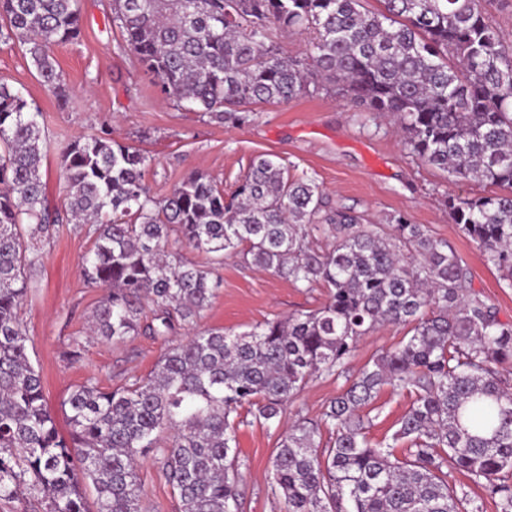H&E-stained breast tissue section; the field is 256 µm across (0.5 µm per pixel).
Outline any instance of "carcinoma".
<instances>
[{
    "instance_id": "obj_1",
    "label": "carcinoma",
    "mask_w": 512,
    "mask_h": 512,
    "mask_svg": "<svg viewBox=\"0 0 512 512\" xmlns=\"http://www.w3.org/2000/svg\"><path fill=\"white\" fill-rule=\"evenodd\" d=\"M379 2L370 11L362 0H112V23L163 94L220 122L243 124L249 106L286 103L312 84H338L350 102L397 120L416 159L450 181L496 188L450 194L446 206L512 288V43L487 0ZM279 33L308 35L305 55L285 54ZM81 35L80 0H0V43L25 48L61 107L73 90L48 48ZM41 117L0 83V500L140 512L136 465L152 453L179 512H238L240 410L280 420L310 378L346 373L358 343L396 323L410 336L365 364L320 421L302 418L280 437L270 480L286 512H483L472 485L512 512V322L475 291L448 241L402 213L365 224L270 154L227 200L203 173L158 200L144 182L151 157L105 129L59 148L68 207L52 210ZM70 223L92 228L83 275L106 290L92 331L114 343L166 340L193 323L226 255L328 297L248 331L196 333L118 389L87 380L64 401L65 437L19 311L40 287L42 242ZM173 241L208 264L182 261ZM385 385L414 394L393 437L407 441L401 460L368 438L363 409ZM453 473L468 483H450Z\"/></svg>"
}]
</instances>
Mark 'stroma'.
Returning <instances> with one entry per match:
<instances>
[{"instance_id":"stroma-1","label":"stroma","mask_w":512,"mask_h":512,"mask_svg":"<svg viewBox=\"0 0 512 512\" xmlns=\"http://www.w3.org/2000/svg\"><path fill=\"white\" fill-rule=\"evenodd\" d=\"M83 32L77 42L52 46L51 56L72 88L66 107H58L22 49L0 45V82L20 90L39 106L45 131L54 141L109 129L121 142L145 150L152 159L144 182L156 198L167 196L196 172L213 177L225 194L257 156L278 155L292 173L315 176L331 206L346 207L374 224L396 213L428 227L448 241L466 262L475 290L494 304L502 320L512 321V288L501 287L480 250L452 224L444 205L447 194L473 195L474 183L452 184L446 175L421 164L403 149L396 124L387 117L369 118L362 108L334 89L296 98L285 104L252 105V119L243 125L222 123L177 106L162 94L152 77L123 47L112 24L111 0H81ZM91 237L66 230L43 245L46 259L38 273L37 293L23 304L20 317L29 337V351L42 375L44 390L60 433L69 425L62 402L87 379L114 389L148 376L163 355L162 340L136 335L113 344L90 335L95 307L105 291L88 284L82 260ZM220 282L210 305L179 340L210 329L243 332L252 326L321 306L326 288H305L245 265L238 257L216 267ZM409 331L405 325H384L365 336L349 364L358 370L382 350L395 347ZM79 340V361L63 357L64 348ZM345 378L322 375L308 381L280 423L262 424L243 415L236 431V463L242 476L238 512H285L271 489L269 470L285 427L300 418L320 420L329 401L341 392ZM412 402L407 393L384 387L368 408L371 442L391 440L397 422ZM141 512H179L178 496L159 464L148 457L138 463Z\"/></svg>"}]
</instances>
